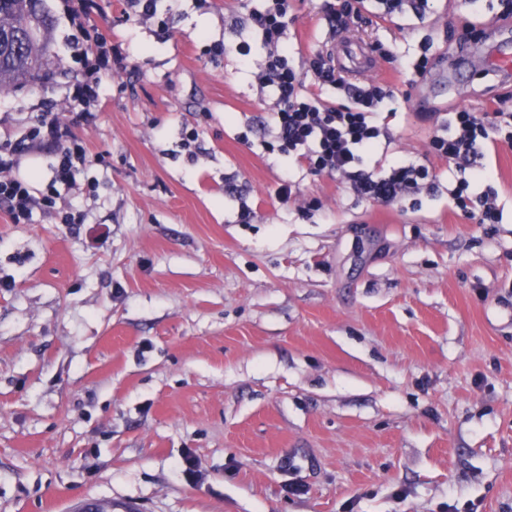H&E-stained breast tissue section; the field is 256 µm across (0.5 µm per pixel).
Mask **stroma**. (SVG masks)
<instances>
[{
  "label": "stroma",
  "instance_id": "stroma-1",
  "mask_svg": "<svg viewBox=\"0 0 512 512\" xmlns=\"http://www.w3.org/2000/svg\"><path fill=\"white\" fill-rule=\"evenodd\" d=\"M95 3L92 24L128 58L96 122L74 129L92 160L82 221L0 209V512H512V147L485 158L503 221L477 223L448 202L426 118L512 112V85L484 73L512 21L484 42L461 0H434L425 21L335 33L338 0H293L294 65L348 39L373 47L369 78L397 110L375 157L437 176L418 203L380 205L265 153L262 48L231 28L261 0H157L138 21ZM44 7L60 75L0 95L15 137L64 111L78 68L61 0ZM426 37L435 65L407 82Z\"/></svg>",
  "mask_w": 512,
  "mask_h": 512
}]
</instances>
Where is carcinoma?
Segmentation results:
<instances>
[{"instance_id": "1", "label": "carcinoma", "mask_w": 512, "mask_h": 512, "mask_svg": "<svg viewBox=\"0 0 512 512\" xmlns=\"http://www.w3.org/2000/svg\"><path fill=\"white\" fill-rule=\"evenodd\" d=\"M51 24L43 0H0V92L26 87L46 72Z\"/></svg>"}]
</instances>
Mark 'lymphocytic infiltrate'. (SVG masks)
<instances>
[{
  "instance_id": "f902f5d3",
  "label": "lymphocytic infiltrate",
  "mask_w": 512,
  "mask_h": 512,
  "mask_svg": "<svg viewBox=\"0 0 512 512\" xmlns=\"http://www.w3.org/2000/svg\"><path fill=\"white\" fill-rule=\"evenodd\" d=\"M63 4L84 38L76 53L80 70L64 86L72 110L60 116L38 114L22 139L0 142V206L15 224L31 220L35 209L74 190L76 172L90 159L76 143L73 130L96 119L103 74L125 66L121 48L91 35L86 27L95 0H63ZM289 10L290 0H263L261 9L249 15L266 49L258 80L273 99L266 125L280 151L307 163L311 172L341 177L358 197L371 203L397 204L422 189L436 190L431 170L423 163L369 165V155L390 137L389 122L396 115L393 90L349 82L320 56L312 60L309 72L296 69L285 43ZM309 75L317 92L305 89ZM331 91L342 94L343 103L329 104L325 95ZM501 144L512 145L511 113L459 108L434 117L430 145L450 165L448 198L454 208L481 224H498L503 218L498 191L482 164L488 148ZM35 153L53 158L42 195L18 174L26 157Z\"/></svg>"
}]
</instances>
